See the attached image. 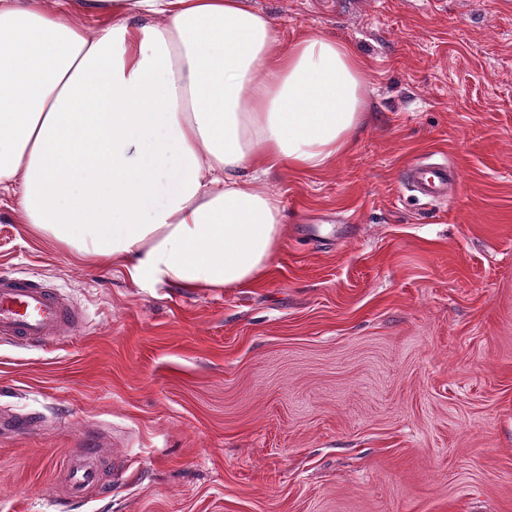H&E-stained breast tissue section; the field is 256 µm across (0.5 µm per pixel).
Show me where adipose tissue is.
Returning <instances> with one entry per match:
<instances>
[{"mask_svg": "<svg viewBox=\"0 0 512 512\" xmlns=\"http://www.w3.org/2000/svg\"><path fill=\"white\" fill-rule=\"evenodd\" d=\"M366 78L349 44L282 40L247 0H0V190L134 282L246 288L283 242L262 174L348 151Z\"/></svg>", "mask_w": 512, "mask_h": 512, "instance_id": "1", "label": "adipose tissue"}]
</instances>
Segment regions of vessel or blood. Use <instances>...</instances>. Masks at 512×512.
<instances>
[{
	"label": "vessel or blood",
	"mask_w": 512,
	"mask_h": 512,
	"mask_svg": "<svg viewBox=\"0 0 512 512\" xmlns=\"http://www.w3.org/2000/svg\"><path fill=\"white\" fill-rule=\"evenodd\" d=\"M455 178L454 168L445 163H419L409 175L416 193L426 199L447 197ZM78 321L76 308L56 289L21 277H0V339L46 342L60 337ZM96 479V463H72L68 470L70 496H79Z\"/></svg>",
	"instance_id": "1"
}]
</instances>
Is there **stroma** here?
<instances>
[{
  "label": "stroma",
  "mask_w": 512,
  "mask_h": 512,
  "mask_svg": "<svg viewBox=\"0 0 512 512\" xmlns=\"http://www.w3.org/2000/svg\"><path fill=\"white\" fill-rule=\"evenodd\" d=\"M250 3L353 46L365 121L329 167L267 176L284 239L250 288L136 283L0 191V274L83 316L0 339V414L40 421L0 434V512H512V6ZM430 154L443 201L408 186ZM80 442L99 476L71 503Z\"/></svg>",
  "instance_id": "35a3bbf8"
}]
</instances>
